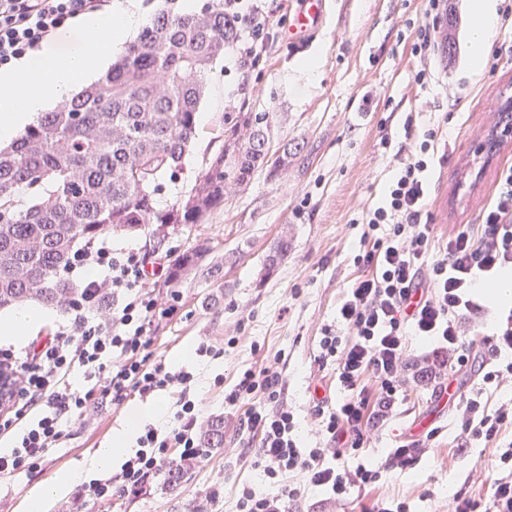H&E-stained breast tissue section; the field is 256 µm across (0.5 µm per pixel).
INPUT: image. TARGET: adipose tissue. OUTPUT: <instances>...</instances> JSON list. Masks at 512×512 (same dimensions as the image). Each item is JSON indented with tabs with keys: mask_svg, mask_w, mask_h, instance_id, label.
Returning <instances> with one entry per match:
<instances>
[{
	"mask_svg": "<svg viewBox=\"0 0 512 512\" xmlns=\"http://www.w3.org/2000/svg\"><path fill=\"white\" fill-rule=\"evenodd\" d=\"M146 16L129 5L108 16L84 17L78 30L62 29L58 49L41 52L0 72V144L10 142L40 112L76 93L103 69L113 52L122 50L145 25ZM80 43H73L74 33ZM497 34L493 0H472L468 32L472 70Z\"/></svg>",
	"mask_w": 512,
	"mask_h": 512,
	"instance_id": "ef3b65f1",
	"label": "adipose tissue"
}]
</instances>
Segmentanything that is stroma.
Listing matches in <instances>:
<instances>
[{
	"mask_svg": "<svg viewBox=\"0 0 512 512\" xmlns=\"http://www.w3.org/2000/svg\"><path fill=\"white\" fill-rule=\"evenodd\" d=\"M469 0H453L439 25H451L454 54L437 52L429 76L416 82L421 67L411 53V34L430 12L428 0H329L328 17L307 49H292L288 22L297 0H266L272 17L256 64L240 66L226 50L208 76L199 112L196 141L175 181L156 199L165 209L178 202L224 150V115L268 113L271 147L288 151L287 172H256L225 195L202 223L169 235L163 243L139 236H112L116 250L133 249L151 261L178 255L204 241L209 252L177 288L155 277L154 295L166 315L154 327L152 349L173 368L194 375L191 395L201 399L208 420L224 423V445L203 462L186 467L179 483L152 482L138 496L109 505L76 500L67 492L48 512H231L238 483L256 490L267 485L248 458L236 479L224 477V452L257 447L258 436L243 433L238 416L224 406V389L239 371L258 366L261 353L285 351L288 400L305 418L314 388L336 382L332 370L311 374L316 341L332 323L342 294L356 276L354 256L361 245L369 208L382 200L385 185L399 172L397 152L404 146L403 124L417 130L441 128L430 173L426 209L441 236L474 225L491 200L499 169L512 164V147L488 157L478 145L500 116L502 92L512 93V38L498 33L491 44L500 53L497 77L472 74L467 67L465 33ZM314 68H307V61ZM299 154H292V147ZM288 254L279 263L266 259L280 238ZM236 347H228L230 337ZM218 355H196L201 340ZM431 388L409 390L407 403L367 451L373 464L426 418L442 428L430 452L412 470L384 475L375 487L353 493L342 512H363L373 499L407 497L411 512H450L462 492L487 501L494 478L492 451L478 446L458 451L459 428L450 411L436 407ZM147 399L128 398L117 408L71 423L64 447L54 449L34 471L0 481V512H24L27 494L60 475L81 481L98 478L92 466L97 449L121 432L130 412Z\"/></svg>",
	"mask_w": 512,
	"mask_h": 512,
	"instance_id": "35a3bbf8",
	"label": "stroma"
}]
</instances>
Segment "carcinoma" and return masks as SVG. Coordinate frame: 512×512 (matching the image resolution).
Listing matches in <instances>:
<instances>
[{"label":"carcinoma","mask_w":512,"mask_h":512,"mask_svg":"<svg viewBox=\"0 0 512 512\" xmlns=\"http://www.w3.org/2000/svg\"><path fill=\"white\" fill-rule=\"evenodd\" d=\"M238 38L220 2L192 13L157 0L151 25L104 75L0 149L1 309L34 300L67 312L81 295L64 276L77 246L104 232L161 242L268 167L269 114L239 112L188 199L157 207L196 138L207 73ZM22 188L32 196L25 209ZM206 252L198 245L171 260L166 284L178 286ZM203 444L223 446L224 426H211Z\"/></svg>","instance_id":"obj_1"}]
</instances>
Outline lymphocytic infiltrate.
<instances>
[{"instance_id": "1", "label": "lymphocytic infiltrate", "mask_w": 512, "mask_h": 512, "mask_svg": "<svg viewBox=\"0 0 512 512\" xmlns=\"http://www.w3.org/2000/svg\"><path fill=\"white\" fill-rule=\"evenodd\" d=\"M112 0H0V67L22 59L48 43L64 24L89 13H105ZM233 19L248 15L249 30L236 43L240 64L255 61L269 15L253 0H224ZM410 142L398 175L386 187L381 206L367 211L364 247L354 257L360 274L340 302L334 323L324 325L314 357L319 368L333 367L338 398L313 396L307 411L310 444H303L296 412L286 395L284 352L266 357L260 368L243 370L224 392L225 407L239 415L243 431L258 435L253 465L268 484L237 490L235 512H305L340 507L354 491L370 487L386 472L412 469L429 452L439 428L406 438L388 449L384 463L365 458L370 439L398 413L411 387L428 386L441 397L461 371L476 376L451 404L459 424L461 448L479 442L494 449L496 476L487 503L458 493L452 512H512V399L488 404L487 390L512 384V315L486 337L479 353L464 339V322L483 327L491 295L489 284L512 270V166L502 168L493 200L476 228H462L437 243L435 226L422 218L430 193V150L435 130L404 124ZM71 269L98 267L102 279L84 284L80 300L53 333L29 340L22 355L0 350V373L12 380V393L0 403V434L12 436V448L0 454V478L8 480L37 468L51 449L62 447L68 423L81 421L130 396L147 398L179 387L165 432L145 426L138 448L119 475L83 483L78 496L96 502L140 495L148 481L173 464L192 465L208 455L201 431L206 420L188 387L190 372L173 370L151 349V330L166 311L146 287V261L139 252L113 253L107 236L82 245ZM122 298L116 310L101 311L99 299ZM420 337L424 353L411 351ZM87 388L77 389L75 375ZM304 485L318 488L317 500H305Z\"/></svg>"}]
</instances>
